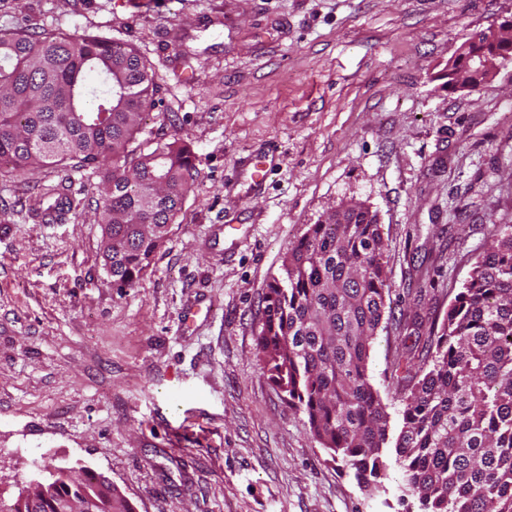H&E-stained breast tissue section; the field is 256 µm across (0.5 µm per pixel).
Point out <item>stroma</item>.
<instances>
[{
	"label": "stroma",
	"instance_id": "35a3bbf8",
	"mask_svg": "<svg viewBox=\"0 0 512 512\" xmlns=\"http://www.w3.org/2000/svg\"><path fill=\"white\" fill-rule=\"evenodd\" d=\"M512 0H0V32L104 35L155 68L145 130L199 176L132 289L113 287L90 171H0V501L52 467L108 477L134 512H415L404 474L363 490L271 382L257 345L283 254L361 201L386 244L368 373L391 374L512 224V62L448 90L457 49ZM276 150L265 181L250 161ZM79 206L54 224L43 189Z\"/></svg>",
	"mask_w": 512,
	"mask_h": 512
}]
</instances>
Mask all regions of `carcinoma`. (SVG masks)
I'll return each mask as SVG.
<instances>
[{
  "label": "carcinoma",
  "mask_w": 512,
  "mask_h": 512,
  "mask_svg": "<svg viewBox=\"0 0 512 512\" xmlns=\"http://www.w3.org/2000/svg\"><path fill=\"white\" fill-rule=\"evenodd\" d=\"M95 75L97 86L86 84ZM155 71L138 49L101 35L27 28L0 34V168L90 167L102 177L97 221L105 268L137 285L198 177L182 139L137 141ZM51 222L77 210L69 187L44 194ZM376 216L331 211L288 245L257 342L272 381L367 491L384 487L390 414L368 374L387 273ZM395 462L419 512H512V225L491 242L448 306L423 366L403 377ZM85 512H132L109 484L69 482Z\"/></svg>",
  "instance_id": "obj_1"
}]
</instances>
